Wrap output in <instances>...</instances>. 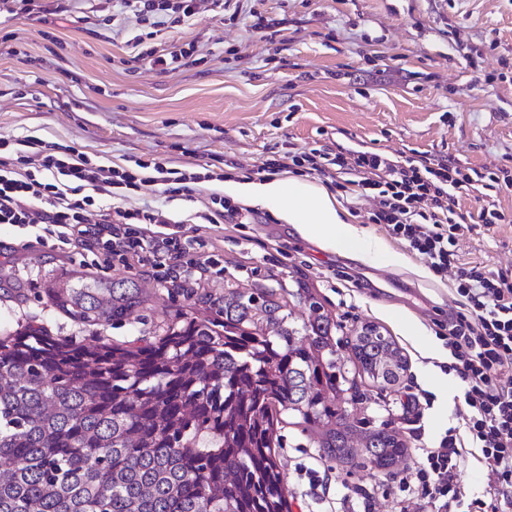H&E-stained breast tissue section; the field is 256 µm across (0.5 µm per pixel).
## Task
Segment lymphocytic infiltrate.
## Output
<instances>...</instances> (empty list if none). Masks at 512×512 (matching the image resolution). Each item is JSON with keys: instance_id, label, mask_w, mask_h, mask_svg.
I'll list each match as a JSON object with an SVG mask.
<instances>
[{"instance_id": "obj_1", "label": "lymphocytic infiltrate", "mask_w": 512, "mask_h": 512, "mask_svg": "<svg viewBox=\"0 0 512 512\" xmlns=\"http://www.w3.org/2000/svg\"><path fill=\"white\" fill-rule=\"evenodd\" d=\"M130 12L150 27L178 25L197 12L196 0H112V13ZM0 157V224L40 229V241L92 236L99 248L121 260L143 253L153 269L165 268L171 251L186 255V272L202 277L216 267L213 257L195 258L196 242L184 237L162 210L129 209L121 202L140 184L138 173L93 163L75 148L44 147L23 140L20 149ZM301 168L331 179L336 188L355 186L370 192L371 223L384 225L434 275L457 270L461 310L443 328L451 370L462 382L465 416L440 438L420 441L413 471L398 485L416 512H512V273L493 272L461 262L456 250L467 225L456 219L458 196L477 188L512 186V170L474 173L454 159L399 161L378 152H357L346 163L344 152L328 157L314 149L291 159L272 160L264 171ZM117 200L112 212L97 213L98 197ZM474 455L490 481L482 497L469 498L460 481L467 455Z\"/></svg>"}]
</instances>
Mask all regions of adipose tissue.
<instances>
[{"mask_svg":"<svg viewBox=\"0 0 512 512\" xmlns=\"http://www.w3.org/2000/svg\"><path fill=\"white\" fill-rule=\"evenodd\" d=\"M224 189L247 204L276 210L329 249L363 253L370 248L336 197L323 186L284 174L263 182H230Z\"/></svg>","mask_w":512,"mask_h":512,"instance_id":"adipose-tissue-1","label":"adipose tissue"}]
</instances>
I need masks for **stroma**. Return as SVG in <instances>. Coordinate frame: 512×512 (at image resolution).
Wrapping results in <instances>:
<instances>
[{
	"mask_svg": "<svg viewBox=\"0 0 512 512\" xmlns=\"http://www.w3.org/2000/svg\"><path fill=\"white\" fill-rule=\"evenodd\" d=\"M41 4L53 11V25L16 16L0 0V36L13 34L17 48L0 53V139L70 146L116 168L157 159L220 173L188 197L147 183L125 204L162 208L187 236L205 241L223 267L213 288L228 283L248 292L304 281L336 321L345 362L353 360L347 341L362 324L392 337L407 361L400 384L362 382L346 406L349 417L388 425L408 447L457 425L462 385L441 369L449 356L438 334L459 307L456 274L433 275L370 223V199L341 202L363 236L382 246L362 259L325 248L262 207L239 227L201 225L195 214L226 182L248 179L287 152L342 148L397 160L450 157L481 173L512 168V0H228L221 8L201 0L193 19L152 37L131 14L100 24L112 0ZM260 17L269 32L255 29ZM139 34L141 49L177 51L179 61L162 68L136 59L131 41ZM484 205L502 210L505 221L460 237L457 251L462 261L512 272V187L479 200L461 194L457 211L470 217ZM391 253L398 262L388 261ZM80 266L110 276L152 271L147 263L105 260L86 239L53 248L30 229L0 224V269L8 275L0 283V332L42 324L58 338L119 342L157 331L181 306L162 294L143 323L85 327L16 293L48 287ZM415 389L432 396L430 409L404 405ZM280 438L290 512H336L349 490L366 512H403L385 472L328 459L291 418ZM316 473L329 477L328 493L310 488Z\"/></svg>",
	"mask_w": 512,
	"mask_h": 512,
	"instance_id": "obj_1",
	"label": "stroma"
}]
</instances>
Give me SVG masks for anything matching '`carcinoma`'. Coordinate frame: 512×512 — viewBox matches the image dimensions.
I'll use <instances>...</instances> for the list:
<instances>
[{"label": "carcinoma", "instance_id": "cac0c4a2", "mask_svg": "<svg viewBox=\"0 0 512 512\" xmlns=\"http://www.w3.org/2000/svg\"><path fill=\"white\" fill-rule=\"evenodd\" d=\"M157 279L77 271L32 289L84 326H121L158 297ZM180 311L154 339L86 344L43 326L0 333V512H288L277 426L300 419L329 459L385 471L398 433L348 421L357 382L337 324L303 282L214 293L174 276ZM350 348L359 376L398 384L407 362L371 324Z\"/></svg>", "mask_w": 512, "mask_h": 512}]
</instances>
